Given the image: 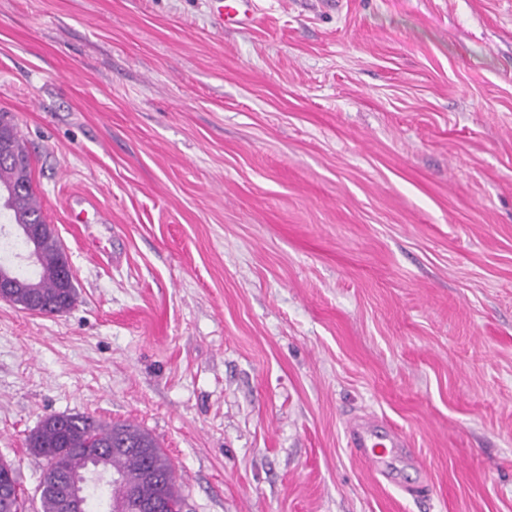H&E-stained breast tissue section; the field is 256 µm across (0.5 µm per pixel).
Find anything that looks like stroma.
I'll return each mask as SVG.
<instances>
[{
    "label": "stroma",
    "instance_id": "stroma-1",
    "mask_svg": "<svg viewBox=\"0 0 512 512\" xmlns=\"http://www.w3.org/2000/svg\"><path fill=\"white\" fill-rule=\"evenodd\" d=\"M0 112L77 290L0 300L25 495L28 435L85 413L190 512H512V0H0ZM254 0H224L218 14L224 25L246 24L254 17ZM370 418H357L347 425L349 444L355 453L366 463L372 466L377 474L387 477L384 469L379 464L389 457L394 449L410 452L406 441L400 434L386 431H378Z\"/></svg>",
    "mask_w": 512,
    "mask_h": 512
}]
</instances>
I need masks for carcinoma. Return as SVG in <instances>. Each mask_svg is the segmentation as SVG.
<instances>
[{
    "mask_svg": "<svg viewBox=\"0 0 512 512\" xmlns=\"http://www.w3.org/2000/svg\"><path fill=\"white\" fill-rule=\"evenodd\" d=\"M0 206L11 212L15 224H42L44 217L36 200L31 179L30 160L24 139L13 117L0 113ZM38 264L34 275L18 274L8 302L26 310L39 307L45 315L62 313L76 301L74 284L65 281L70 265L53 232L42 231L37 245ZM69 421L59 425L54 416L46 417L28 438V447L45 460V471L55 473L62 481L86 468L90 454L109 465L121 478V486L108 490L93 487L89 495L112 494L124 512H141L145 499L165 498L183 502L175 470L155 439L131 423L107 424L84 414H70ZM125 442L128 450H110L112 444ZM10 493L5 508L9 512H27V499L17 484L10 464L0 460V487Z\"/></svg>",
    "mask_w": 512,
    "mask_h": 512,
    "instance_id": "cac0c4a2",
    "label": "carcinoma"
}]
</instances>
